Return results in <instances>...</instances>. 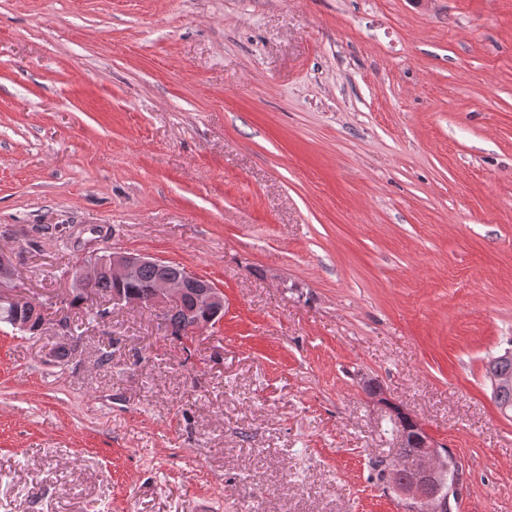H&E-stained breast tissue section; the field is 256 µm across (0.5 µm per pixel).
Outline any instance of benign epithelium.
<instances>
[{
	"mask_svg": "<svg viewBox=\"0 0 512 512\" xmlns=\"http://www.w3.org/2000/svg\"><path fill=\"white\" fill-rule=\"evenodd\" d=\"M144 265L157 269L155 283L145 295L129 299L121 289L114 288L112 304L158 308L165 320L181 314L188 323L190 340L198 330L223 318L224 293L213 282L191 273L182 280H173L164 274L168 261L140 253L114 249L109 254H92L72 270V287L84 290L101 271L108 272L115 283L122 284ZM11 274V258L3 251L0 253V309L17 311L34 305L32 300L4 287ZM421 438L425 442L423 449L395 461L386 471L384 482L403 498L408 512H446L449 500L440 497L441 489L430 484V479L440 472L439 446L425 430Z\"/></svg>",
	"mask_w": 512,
	"mask_h": 512,
	"instance_id": "1",
	"label": "benign epithelium"
}]
</instances>
